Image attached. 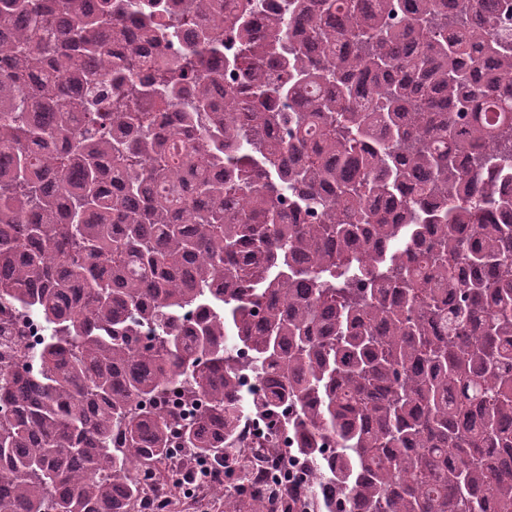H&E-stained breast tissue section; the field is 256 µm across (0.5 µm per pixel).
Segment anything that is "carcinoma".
I'll return each instance as SVG.
<instances>
[{
  "label": "carcinoma",
  "instance_id": "obj_1",
  "mask_svg": "<svg viewBox=\"0 0 512 512\" xmlns=\"http://www.w3.org/2000/svg\"><path fill=\"white\" fill-rule=\"evenodd\" d=\"M174 2L0 0V512H135L176 443L269 512L247 409L324 512H512L508 4ZM10 322L22 329L25 333V339L28 345L37 347V343L43 336V326L38 316L33 311H24L13 306L1 305L0 324ZM240 432L244 437L245 446L254 448H291L287 442L286 435L283 433H271L263 421L256 414H252L248 419L241 421Z\"/></svg>",
  "mask_w": 512,
  "mask_h": 512
}]
</instances>
